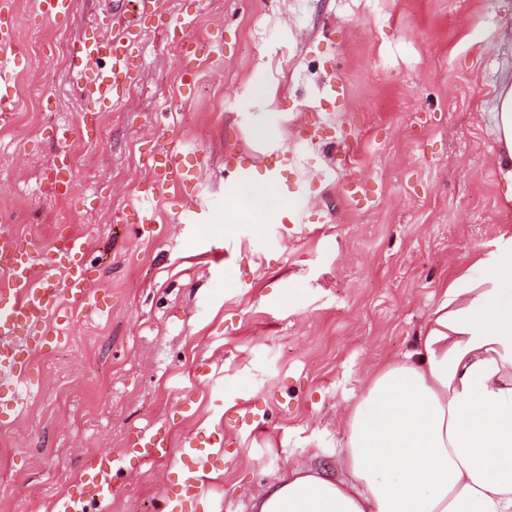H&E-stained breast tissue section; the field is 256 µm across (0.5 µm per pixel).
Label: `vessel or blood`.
<instances>
[{"mask_svg":"<svg viewBox=\"0 0 512 512\" xmlns=\"http://www.w3.org/2000/svg\"><path fill=\"white\" fill-rule=\"evenodd\" d=\"M193 27L194 19L187 13L167 26L171 43L182 54L196 50L191 39ZM14 36V17L7 0H0V69L13 64ZM138 39V33L128 28L121 34L88 39L74 47L75 85L97 110L111 109L114 89L135 70ZM103 54L111 61L106 69L95 64ZM192 179L177 153H165L152 165L154 192H162L171 185H188ZM85 246L82 236L62 238L57 250L64 258L56 261L45 253L23 247L17 240L0 241V274L6 278L0 285V412H16L17 384L28 377L32 354L46 338L53 320L59 317L62 297L77 304L91 299V282L78 265ZM184 451L194 456L195 466L183 474L177 491L165 499L162 512H205L207 507L202 490L219 469L210 450L196 447L194 439H185ZM126 452L147 465L173 455L168 435L158 432L138 434ZM120 463V458L109 455L87 462L75 488L56 499L54 512H88L91 505L110 500L117 492L112 472Z\"/></svg>","mask_w":512,"mask_h":512,"instance_id":"1","label":"vessel or blood"}]
</instances>
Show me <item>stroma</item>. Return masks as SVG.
<instances>
[{"label":"stroma","mask_w":512,"mask_h":512,"mask_svg":"<svg viewBox=\"0 0 512 512\" xmlns=\"http://www.w3.org/2000/svg\"><path fill=\"white\" fill-rule=\"evenodd\" d=\"M162 3L145 12L135 80L92 112L71 48L94 27L120 32L125 5L72 0L55 20L12 0L16 64L0 85L20 103L0 123V233L44 253L61 231L83 236L98 303L52 329L23 404L0 418V512H51L104 452L123 458L106 512H156L193 462L148 466L123 457L128 442L218 426L224 460L205 496L250 512L288 465L337 464L371 378L418 359L449 280L512 235L494 122L512 0ZM185 11L201 47L190 88L160 21ZM63 149L66 196L48 179ZM172 149L199 168L207 221L183 223L172 187L154 200L158 234L141 236L146 161ZM230 161L273 172L278 195L305 205L293 233L247 219L225 232ZM201 371L224 406L202 396Z\"/></svg>","instance_id":"1"}]
</instances>
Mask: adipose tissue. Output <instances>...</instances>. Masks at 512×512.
Listing matches in <instances>:
<instances>
[{"label":"adipose tissue","mask_w":512,"mask_h":512,"mask_svg":"<svg viewBox=\"0 0 512 512\" xmlns=\"http://www.w3.org/2000/svg\"><path fill=\"white\" fill-rule=\"evenodd\" d=\"M500 154L510 162L512 84L498 95ZM233 219L284 214L261 180L241 186ZM461 271L427 323L419 360L381 369L343 428L340 468L294 464L253 498V512H512V237Z\"/></svg>","instance_id":"ef3b65f1"}]
</instances>
